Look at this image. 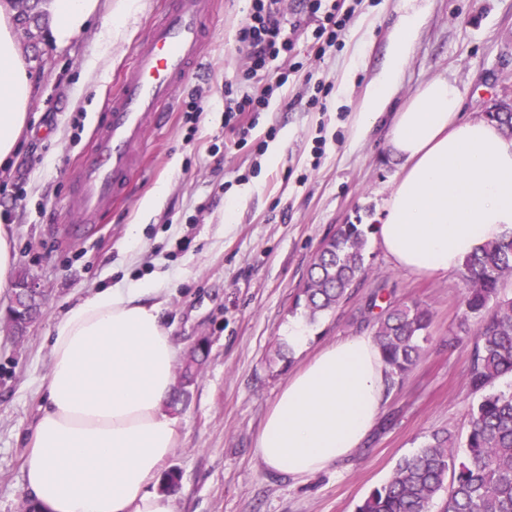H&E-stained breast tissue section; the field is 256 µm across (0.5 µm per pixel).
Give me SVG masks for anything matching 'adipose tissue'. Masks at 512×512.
<instances>
[{
  "label": "adipose tissue",
  "mask_w": 512,
  "mask_h": 512,
  "mask_svg": "<svg viewBox=\"0 0 512 512\" xmlns=\"http://www.w3.org/2000/svg\"><path fill=\"white\" fill-rule=\"evenodd\" d=\"M99 4L54 0L56 44L83 31ZM15 15L11 0H0V169L17 157L33 89ZM422 22L421 12L402 15L359 125L391 115L386 146L400 162L373 235L396 268L433 276L512 229V130L464 118L463 92L445 78L390 112ZM162 309L156 289L104 288L51 328L44 404L23 463L25 489L43 512H174L173 497L156 489L180 441L164 410L178 350ZM386 393L372 337L336 339L289 377L256 437L259 458L295 481L348 459L375 428Z\"/></svg>",
  "instance_id": "1"
}]
</instances>
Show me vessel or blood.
<instances>
[{"label": "vessel or blood", "mask_w": 512, "mask_h": 512, "mask_svg": "<svg viewBox=\"0 0 512 512\" xmlns=\"http://www.w3.org/2000/svg\"><path fill=\"white\" fill-rule=\"evenodd\" d=\"M213 6L214 0H174L151 27L132 75L106 103V125L80 160L69 205L72 236L93 227L125 192L148 132L160 129L161 113L203 55L204 25Z\"/></svg>", "instance_id": "obj_1"}]
</instances>
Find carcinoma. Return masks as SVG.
Returning <instances> with one entry per match:
<instances>
[{
	"instance_id": "carcinoma-1",
	"label": "carcinoma",
	"mask_w": 512,
	"mask_h": 512,
	"mask_svg": "<svg viewBox=\"0 0 512 512\" xmlns=\"http://www.w3.org/2000/svg\"><path fill=\"white\" fill-rule=\"evenodd\" d=\"M366 246L364 225H340L313 256L296 306L313 318L347 300L365 272ZM458 273L464 288L459 331L473 337L467 382L479 395L469 408L466 438L458 443L448 433L431 434L422 448L397 462L392 476L356 512H431L442 495V512H512V385L497 387L500 379L512 378V295L505 288L512 280V233L467 255ZM368 313L391 391L419 360L431 312L418 302L384 301L375 292ZM207 353L202 337L179 367L172 405L188 402Z\"/></svg>"
}]
</instances>
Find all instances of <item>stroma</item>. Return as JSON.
<instances>
[{
    "label": "stroma",
    "instance_id": "stroma-1",
    "mask_svg": "<svg viewBox=\"0 0 512 512\" xmlns=\"http://www.w3.org/2000/svg\"><path fill=\"white\" fill-rule=\"evenodd\" d=\"M166 2L139 0L129 12L124 0H101L68 46L58 47L47 31L21 41L33 62L32 120L17 161L0 170V214L14 222L16 270L38 279L47 304L16 339L5 320L12 295L0 293V512H23L28 498L22 461L44 402L54 322L93 289L143 285L164 299V321L181 353L209 339L191 399L172 413L180 442L165 468L180 474L175 512H354L432 432L460 437L468 430L476 400L466 381L471 347L450 343L463 312L462 284L453 270L433 277L400 270L371 241L366 274L339 307L311 320L294 310V298L326 236L349 221L382 217L399 163L385 149V127L359 132L357 112L406 6L420 9L424 22L394 107L445 77L462 89L465 117L478 119L503 97L512 74V0H345L351 13L341 45L321 57L302 0H287L291 55L268 60L249 81L248 50L237 34L250 2L218 0L202 62L167 109L162 131L150 134L126 199L72 237L68 196L78 159ZM112 15L122 34L109 42L102 26ZM273 83L268 108L251 116V139L265 142L264 152L215 149L238 138L224 126L226 90L240 95ZM321 85L331 88L323 108H308ZM195 95L202 110L191 136L185 111ZM155 193L160 201L143 213L142 200ZM378 289L430 309L421 358L388 394L380 426L350 460L301 481L272 473L255 449L267 412L290 373L321 347L365 332L364 311ZM297 322L309 334L302 351L286 340Z\"/></svg>",
    "mask_w": 512,
    "mask_h": 512
}]
</instances>
